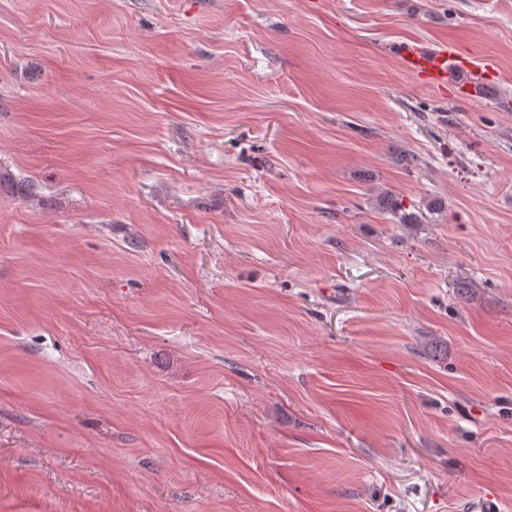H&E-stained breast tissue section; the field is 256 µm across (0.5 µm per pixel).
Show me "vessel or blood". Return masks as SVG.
<instances>
[{
	"instance_id": "b4317fda",
	"label": "vessel or blood",
	"mask_w": 512,
	"mask_h": 512,
	"mask_svg": "<svg viewBox=\"0 0 512 512\" xmlns=\"http://www.w3.org/2000/svg\"><path fill=\"white\" fill-rule=\"evenodd\" d=\"M401 53L411 70L426 74L434 83L443 85L458 78L468 97H481L484 85L475 79L476 66L463 60L459 54L423 49L415 45L403 46Z\"/></svg>"
}]
</instances>
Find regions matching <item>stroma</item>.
<instances>
[{"label": "stroma", "instance_id": "obj_1", "mask_svg": "<svg viewBox=\"0 0 512 512\" xmlns=\"http://www.w3.org/2000/svg\"><path fill=\"white\" fill-rule=\"evenodd\" d=\"M0 512H512V0H0ZM405 64L413 71L426 74L434 83L445 85L452 78L462 80L456 82L470 98L482 96L489 84L481 77V83L473 77L478 68L456 53L423 49L415 45H405L401 50ZM481 76V72H478ZM461 77V78H459ZM454 82V81H453Z\"/></svg>", "mask_w": 512, "mask_h": 512}]
</instances>
